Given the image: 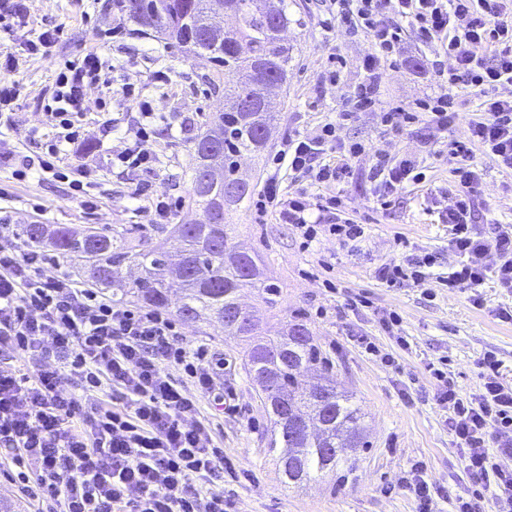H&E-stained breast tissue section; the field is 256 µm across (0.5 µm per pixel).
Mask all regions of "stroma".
I'll return each instance as SVG.
<instances>
[{"mask_svg":"<svg viewBox=\"0 0 512 512\" xmlns=\"http://www.w3.org/2000/svg\"><path fill=\"white\" fill-rule=\"evenodd\" d=\"M292 23L288 41L293 59L279 109L280 124L270 147L278 149L288 135L309 133L333 118L348 94L362 79L361 62L373 50L370 37L320 28L321 0H287ZM26 26L0 30V51L19 60L14 77L21 95L13 107L16 128L9 135L14 148L27 152L30 128L46 136L56 130L44 115L55 73L61 61L90 50L101 51L112 67V84L91 88L84 117L86 140L68 151L70 168H89L90 192L97 200L87 209L71 196L67 181L49 174L26 181H12L0 170V183L10 195L0 199V216L19 223L110 226L133 230L135 237L169 249L176 248L173 227L200 218L189 197L190 147L206 129L212 113L223 110V94L205 80L208 63L194 58L165 39L144 37L116 0H30ZM58 28L59 41L49 57L29 54L26 44L45 30ZM339 55L341 82L325 83L323 74ZM407 65L388 70L381 86L383 101L411 104L429 94L447 92L442 81L426 79L409 69L410 61L426 63L433 50L416 37L407 40ZM166 71L167 82H154L156 71ZM160 113L152 138L159 162L154 174L130 172L113 164L114 154L132 139L142 120L143 103ZM112 130H104L105 120ZM348 140H357L388 153H424L427 180L391 197L387 206L374 198L369 179L370 158L354 162L352 179L343 187L348 214L364 225L366 238L355 247L320 238L303 248L294 228L269 214L265 223L253 220V207L241 203L228 215L236 241L258 253L268 277L279 284L275 305L264 304L257 292L246 293V302L257 307L267 337H275L287 321L301 317L318 347L324 372L338 390L353 395L364 417L366 447L358 449L349 475L328 477L293 487L284 484L278 454L270 445V421L255 388L245 373L247 346L225 335L215 323L179 322L183 335L208 344L223 357L216 384L223 387L225 406L199 395L201 416L217 445L235 467V473L213 484L224 492L230 512H416L413 496L401 485L413 465H421L435 512H452L455 495L472 492L461 461V452L445 423L446 413L433 398L435 381L430 364L446 363L448 375L460 395L469 397L482 383L480 360L495 353L501 373L512 383V323L493 314L512 296L486 280L478 292L482 307H475L469 292L449 290L440 282L457 258L448 246V227L441 220L452 202L451 163L443 143L423 151L411 135H388L372 113L363 114L343 129ZM487 177L475 200V222L480 230L490 223L512 222V175L500 172L484 155H476ZM149 181L152 190L180 198L181 206L169 223L151 224L132 199L135 185ZM435 255L433 279L390 288L376 277L378 267L400 253ZM401 322L393 329L382 323L389 311ZM367 337L381 352L392 354L395 365L382 363L359 342Z\"/></svg>","mask_w":512,"mask_h":512,"instance_id":"35a3bbf8","label":"stroma"}]
</instances>
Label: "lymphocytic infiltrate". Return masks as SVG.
<instances>
[{"instance_id": "1", "label": "lymphocytic infiltrate", "mask_w": 512, "mask_h": 512, "mask_svg": "<svg viewBox=\"0 0 512 512\" xmlns=\"http://www.w3.org/2000/svg\"><path fill=\"white\" fill-rule=\"evenodd\" d=\"M325 30L363 32L374 43L365 57L362 81L349 95L350 107L310 134L288 135L274 153V174L255 204V220L277 213L312 244L318 236L355 244L362 225L342 216L344 202L335 187L347 181L352 163L371 155V180L378 203L423 179L418 157H396L346 141L341 132L360 113H375L389 133L409 132L432 144L460 119L457 93L477 95L478 113L462 139L449 143L453 164V203L444 221L449 245L459 262L445 277L448 288L473 289L474 306L487 276L512 293V225L483 232L474 224V199L485 179L473 162L482 152L499 170L512 172V0H327ZM433 46L435 58L419 72L443 80L447 93L413 106L384 103L379 97L388 69L399 61L409 33ZM107 60L89 51L65 61L55 78L46 110L59 133L46 152L0 150V167L16 181L35 172L69 179L76 199L84 183L59 167L61 154L84 139L81 123L87 88L101 83ZM151 125H140L134 143L117 153L124 167L154 171ZM309 186L331 188V196L310 199L307 189L284 191L280 170ZM498 262L488 267V254ZM46 252L0 246V346L34 357L33 374L0 371V451L10 454L8 478L36 505L60 512H228L223 492L202 491L198 481L223 478L231 464L200 418L197 398L171 378L178 367L199 392L214 387L213 361L206 345L194 344L167 313L112 303L104 293L82 286L70 272L46 275ZM432 255H408L381 265L377 277L387 286L424 283ZM482 386L461 396L439 368L435 399L463 453L470 480L489 491L495 512H512V384L499 363L486 354ZM116 400L99 398L102 388Z\"/></svg>"}]
</instances>
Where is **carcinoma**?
I'll return each instance as SVG.
<instances>
[{
  "instance_id": "cac0c4a2",
  "label": "carcinoma",
  "mask_w": 512,
  "mask_h": 512,
  "mask_svg": "<svg viewBox=\"0 0 512 512\" xmlns=\"http://www.w3.org/2000/svg\"><path fill=\"white\" fill-rule=\"evenodd\" d=\"M119 2L142 27V34L166 36L224 76V111L212 114L209 129L196 143L220 132L224 181L236 182L238 158L250 155L262 159V132L277 121V113L271 110L246 117L239 111L240 101L255 94L260 83L287 82L290 47L274 45L267 23L252 12L251 0H235L239 24L218 44H206L199 38L214 0ZM257 54L267 57L262 71L254 61ZM200 168L201 157L197 155L190 199L201 208L202 219L174 225L181 247L173 256L159 246L140 248L128 240L126 232L114 233L110 226L80 230L69 224H23L18 236L30 247L49 248L62 258H81L79 276L157 307L167 306L165 271L178 267L184 274L182 306L177 310L182 319L222 324L224 311L237 303L240 291L247 287L261 290L264 302L274 304L279 287L263 276L256 257L232 243L233 227L228 220L213 222L215 203L209 191L201 187ZM124 264L141 268L143 275L130 285L117 280L116 269ZM260 326L258 317L248 329L226 326L224 331L254 340L248 353V372L270 408L273 444L281 445V475L284 482L301 485L335 470L366 445L360 426L361 408L352 396L337 391L329 379L322 383L324 402L302 390L297 366L311 369L321 363L320 352L304 324L291 323L281 336L269 340L260 338ZM295 331L299 338H290ZM304 417L318 421L316 431L296 438L290 422Z\"/></svg>"
}]
</instances>
